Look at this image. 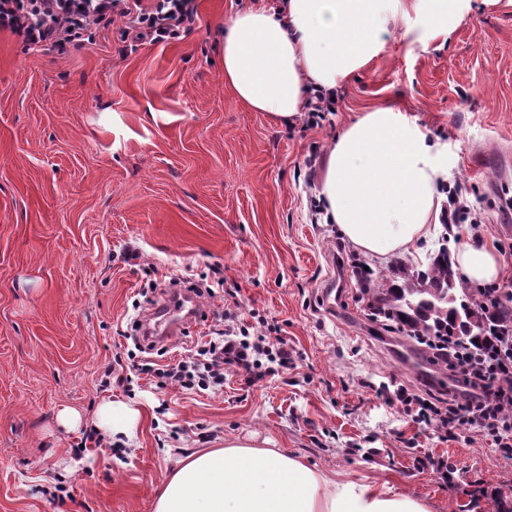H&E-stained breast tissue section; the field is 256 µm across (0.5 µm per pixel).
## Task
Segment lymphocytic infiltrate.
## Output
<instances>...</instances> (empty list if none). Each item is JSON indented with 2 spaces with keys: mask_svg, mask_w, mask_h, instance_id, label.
I'll return each mask as SVG.
<instances>
[{
  "mask_svg": "<svg viewBox=\"0 0 512 512\" xmlns=\"http://www.w3.org/2000/svg\"><path fill=\"white\" fill-rule=\"evenodd\" d=\"M113 16L125 18L124 36L167 45L193 29L198 12L194 0H152L148 5L143 0H0V30L46 49L94 41L100 22ZM423 345L448 362L456 383L447 396L427 399L396 381L379 384L377 396L425 428L450 436L470 426L496 447L512 448V336L497 338L478 353L455 340L427 339ZM291 362L282 337L250 330L229 311L223 332L196 355L165 369L145 360L137 368L186 390H218L226 372L272 373Z\"/></svg>",
  "mask_w": 512,
  "mask_h": 512,
  "instance_id": "lymphocytic-infiltrate-1",
  "label": "lymphocytic infiltrate"
}]
</instances>
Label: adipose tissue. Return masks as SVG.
I'll list each match as a JSON object with an SVG mask.
<instances>
[{
  "mask_svg": "<svg viewBox=\"0 0 512 512\" xmlns=\"http://www.w3.org/2000/svg\"><path fill=\"white\" fill-rule=\"evenodd\" d=\"M473 0H284L238 13L224 36V83L252 109L282 122L310 94L363 71L401 40L424 48L448 42ZM447 148L404 112L379 107L350 124L332 145L320 185L325 218L360 252L383 259L413 248L440 219L438 187ZM466 281L496 280V254L464 245ZM99 424L112 439L129 435L136 406L105 401ZM154 512H429L426 503L305 464L280 448L225 442L176 462Z\"/></svg>",
  "mask_w": 512,
  "mask_h": 512,
  "instance_id": "obj_1",
  "label": "adipose tissue"
}]
</instances>
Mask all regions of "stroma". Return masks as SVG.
I'll list each match as a JSON object with an SVG mask.
<instances>
[{
  "label": "stroma",
  "mask_w": 512,
  "mask_h": 512,
  "mask_svg": "<svg viewBox=\"0 0 512 512\" xmlns=\"http://www.w3.org/2000/svg\"><path fill=\"white\" fill-rule=\"evenodd\" d=\"M254 0H196L199 20L167 46H131L119 23L94 43L27 49L0 30V512H154L177 456L230 440L262 442L312 467L426 501L430 512L512 507V458L477 430L444 440L373 384L441 391L404 334L374 322L357 271L390 276L425 264L435 241L378 261L319 221L309 155L325 165L347 125L390 104L448 146V186L470 220L451 251L487 245L495 283L512 292V5L475 0L442 47L389 41L340 84L335 111L310 129L277 122L225 88L217 42ZM222 269L214 297L159 366L221 330L224 311L263 319L293 350L292 367L218 391L136 375L132 321L167 303L163 280ZM159 288L149 290V280ZM106 400L137 404L130 445L97 437ZM83 423L59 425L63 407ZM445 457L443 482L424 461ZM489 484L500 501L473 510Z\"/></svg>",
  "instance_id": "obj_1"
}]
</instances>
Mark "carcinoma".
Instances as JSON below:
<instances>
[{"label": "carcinoma", "instance_id": "obj_1", "mask_svg": "<svg viewBox=\"0 0 512 512\" xmlns=\"http://www.w3.org/2000/svg\"><path fill=\"white\" fill-rule=\"evenodd\" d=\"M442 240L424 269L402 265L380 283L363 278L369 307L409 336H455L482 347L495 325L512 334V294L492 306L489 290L465 287L453 269L448 237Z\"/></svg>", "mask_w": 512, "mask_h": 512}]
</instances>
